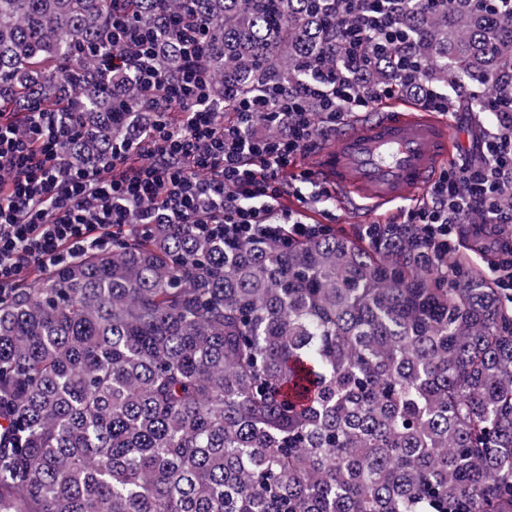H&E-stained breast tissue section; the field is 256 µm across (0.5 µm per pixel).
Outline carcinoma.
<instances>
[{
	"mask_svg": "<svg viewBox=\"0 0 512 512\" xmlns=\"http://www.w3.org/2000/svg\"><path fill=\"white\" fill-rule=\"evenodd\" d=\"M114 0H0V100L135 135L99 83ZM126 0L205 27L214 106L345 69L366 0ZM365 81L512 110L509 0H385ZM182 56L160 40L155 67ZM454 267L448 278L439 269ZM413 224L237 244L153 224L0 294V512H512V307Z\"/></svg>",
	"mask_w": 512,
	"mask_h": 512,
	"instance_id": "obj_1",
	"label": "carcinoma"
}]
</instances>
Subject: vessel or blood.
<instances>
[{
	"label": "vessel or blood",
	"instance_id": "1",
	"mask_svg": "<svg viewBox=\"0 0 512 512\" xmlns=\"http://www.w3.org/2000/svg\"><path fill=\"white\" fill-rule=\"evenodd\" d=\"M454 149L450 120L407 105L365 113L336 130L310 165L343 208L374 211L419 197Z\"/></svg>",
	"mask_w": 512,
	"mask_h": 512
}]
</instances>
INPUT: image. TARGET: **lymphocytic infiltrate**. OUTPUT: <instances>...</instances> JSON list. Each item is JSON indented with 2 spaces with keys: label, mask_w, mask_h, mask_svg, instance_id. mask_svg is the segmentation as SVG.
I'll return each mask as SVG.
<instances>
[{
  "label": "lymphocytic infiltrate",
  "mask_w": 512,
  "mask_h": 512,
  "mask_svg": "<svg viewBox=\"0 0 512 512\" xmlns=\"http://www.w3.org/2000/svg\"><path fill=\"white\" fill-rule=\"evenodd\" d=\"M392 33L383 15L373 16L368 26L348 35L346 71L296 92L274 88L240 99L233 119L224 123L212 107L211 69L196 44H184V66L169 78L152 63L151 30L114 5L106 34L114 53L102 77L119 70L162 96L151 99L153 117L137 137L78 168L68 166L62 152L65 142L81 133L70 114L36 105L26 112H0V293L15 287L30 265L47 270L88 250L110 249L116 230L127 226L134 212L144 227L190 223L200 233L232 241L315 235L319 225L298 217L280 222L279 174L314 145L317 114L332 120L388 96V88L379 85L353 94L350 78L392 45ZM128 45L135 46L134 54L125 53ZM308 97L318 100L319 113L305 110ZM175 106L186 108L183 121L170 119ZM258 112L268 113L276 135L258 130ZM507 180L512 181V138L486 143L481 165L464 161L441 174L429 200L408 209L404 221L418 225L427 246L444 257L464 219L484 216L486 225L473 230L490 229L500 252L490 273L498 287L512 292V207L497 204Z\"/></svg>",
  "instance_id": "1"
}]
</instances>
